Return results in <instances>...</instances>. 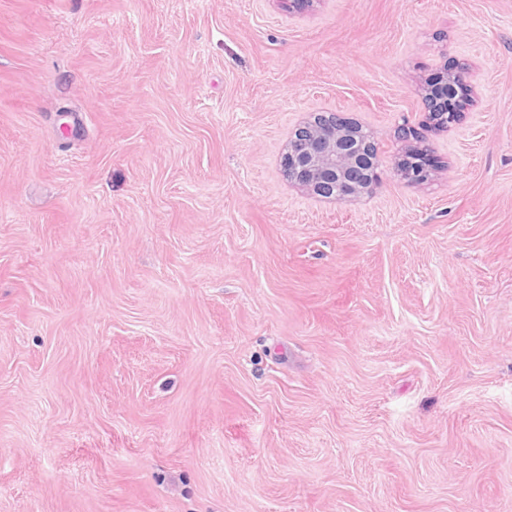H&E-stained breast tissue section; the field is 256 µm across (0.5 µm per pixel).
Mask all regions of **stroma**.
Returning <instances> with one entry per match:
<instances>
[{
	"mask_svg": "<svg viewBox=\"0 0 512 512\" xmlns=\"http://www.w3.org/2000/svg\"><path fill=\"white\" fill-rule=\"evenodd\" d=\"M0 512H512V0H0ZM449 87H457L461 92L467 87L472 88V74L469 68L457 67L448 70V67H443L424 82L422 99L427 109L425 126L446 129L460 120L461 112L464 111L467 103L455 109V106L461 102L460 95L455 101L448 95ZM332 123L317 121L325 112L311 113L288 140L284 171L307 194L326 201H348L374 195L380 187L382 157L378 143L362 126L338 112H327ZM397 137L407 143L409 156L399 160L393 167L394 174L403 184L413 187L424 182L428 178V169L422 161L413 160L411 156H427L422 148L414 145L419 141L420 132L413 126L401 127Z\"/></svg>",
	"mask_w": 512,
	"mask_h": 512,
	"instance_id": "obj_1",
	"label": "stroma"
}]
</instances>
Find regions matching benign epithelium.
<instances>
[{"instance_id":"benign-epithelium-1","label":"benign epithelium","mask_w":512,"mask_h":512,"mask_svg":"<svg viewBox=\"0 0 512 512\" xmlns=\"http://www.w3.org/2000/svg\"><path fill=\"white\" fill-rule=\"evenodd\" d=\"M472 87L471 71L464 67H446L433 73L423 84V101L427 109L425 126L448 128L460 120L464 108L456 107L461 99L448 95V88ZM319 113L301 122L288 140L284 153V171L291 182L307 194L326 201H348L374 195L380 187L382 157L378 143L366 136L362 126L334 113L331 123L317 121ZM397 137L407 143L409 156L393 167L403 184L413 187L428 178V169L415 157L424 151L415 143L420 132L413 126L399 129Z\"/></svg>"}]
</instances>
